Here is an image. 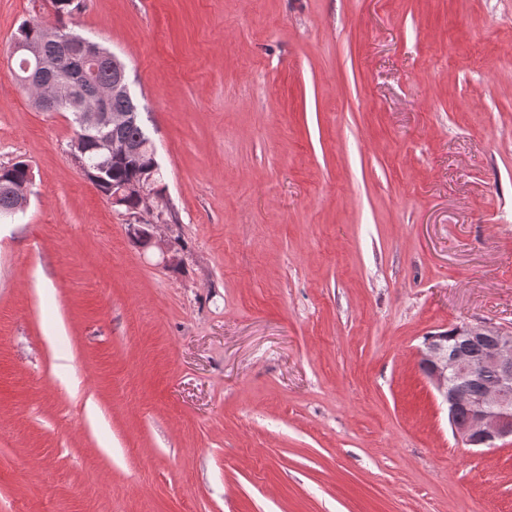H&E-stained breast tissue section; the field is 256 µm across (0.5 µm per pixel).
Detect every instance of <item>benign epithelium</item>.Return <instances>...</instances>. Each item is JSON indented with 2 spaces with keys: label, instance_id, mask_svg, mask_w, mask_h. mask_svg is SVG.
I'll list each match as a JSON object with an SVG mask.
<instances>
[{
  "label": "benign epithelium",
  "instance_id": "benign-epithelium-1",
  "mask_svg": "<svg viewBox=\"0 0 512 512\" xmlns=\"http://www.w3.org/2000/svg\"><path fill=\"white\" fill-rule=\"evenodd\" d=\"M46 40L59 49L68 46L78 49L89 66L106 56L100 44L62 29L49 30ZM13 51L24 52L29 57L24 82L44 90L45 96L36 101L41 110L81 109V97L71 78L59 70L55 58L43 55L41 45L19 43ZM112 67L118 74L116 82L96 93V107L82 113L81 119L88 128H112V137L98 140L96 150L121 157L132 148L118 136V132L140 122L142 116L133 108L121 113L110 111L109 102L113 96L120 94L134 99L125 64L114 56ZM130 195L140 197L143 213L156 215V219L148 224L149 234L164 261L172 267L181 264L182 259L174 251L171 238L157 233L161 225L168 223L165 212L156 208L157 195L144 183L112 185V205H122ZM457 334L483 342L477 358L462 355L458 348L448 345L445 337L437 335L418 350V365L442 403L446 404L448 421L456 439L470 447L497 448L499 442L512 439V329L488 323L463 324L458 327Z\"/></svg>",
  "mask_w": 512,
  "mask_h": 512
}]
</instances>
